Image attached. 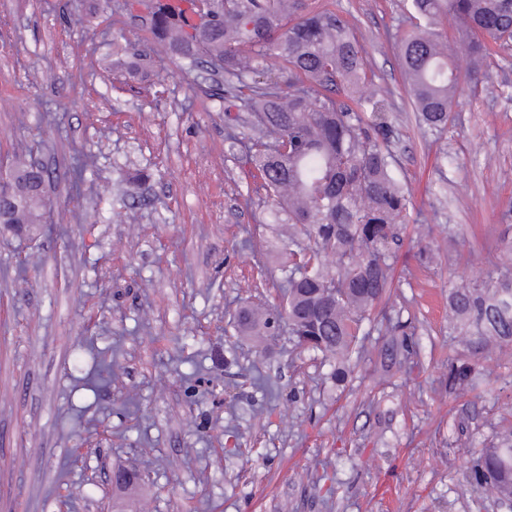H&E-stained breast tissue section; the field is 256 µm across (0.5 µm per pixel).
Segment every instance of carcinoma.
I'll return each mask as SVG.
<instances>
[{
  "instance_id": "obj_1",
  "label": "carcinoma",
  "mask_w": 512,
  "mask_h": 512,
  "mask_svg": "<svg viewBox=\"0 0 512 512\" xmlns=\"http://www.w3.org/2000/svg\"><path fill=\"white\" fill-rule=\"evenodd\" d=\"M141 28L183 69L204 63L224 104L226 140L244 147L276 215L304 229L310 245L288 252L283 303L305 349L336 360V381L363 352L364 323L391 286V245L406 223L409 194L395 174L396 129L388 89L368 75L365 51L336 0H139ZM410 26L394 44L419 127L448 130L462 88L454 52L494 82L491 47L512 45V0H406ZM18 199H0V222L37 224L49 204L48 175L15 157ZM281 307L237 309L243 336H270ZM448 329L468 337L448 365V387L477 385L472 360L512 344V271L448 290ZM378 351L420 366L414 333L395 323ZM87 378L112 373L101 355ZM467 483L512 500V427L496 432Z\"/></svg>"
}]
</instances>
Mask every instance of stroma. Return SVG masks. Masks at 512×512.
<instances>
[{"label": "stroma", "instance_id": "35a3bbf8", "mask_svg": "<svg viewBox=\"0 0 512 512\" xmlns=\"http://www.w3.org/2000/svg\"><path fill=\"white\" fill-rule=\"evenodd\" d=\"M391 92L392 151L410 191L392 296L365 323L415 325L423 366L335 360L287 325L238 335L241 303L280 304L288 239L204 74L181 71L113 0H0V179L15 153L46 168L42 223L0 229V512H512L468 486L484 441L512 422V347L448 387L461 350L452 286L488 275L512 220V47L494 84L464 91L447 132L416 122L394 35L402 0H338ZM150 54L148 75L110 65ZM93 170L73 189L75 157ZM427 250L429 264L417 254ZM112 383L82 387L86 346ZM139 470L119 489L113 470Z\"/></svg>", "mask_w": 512, "mask_h": 512}]
</instances>
